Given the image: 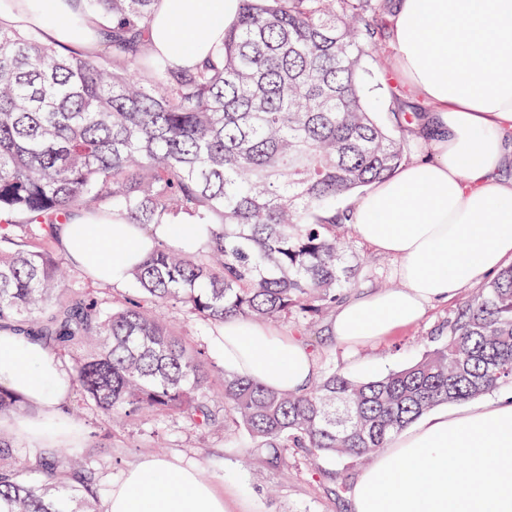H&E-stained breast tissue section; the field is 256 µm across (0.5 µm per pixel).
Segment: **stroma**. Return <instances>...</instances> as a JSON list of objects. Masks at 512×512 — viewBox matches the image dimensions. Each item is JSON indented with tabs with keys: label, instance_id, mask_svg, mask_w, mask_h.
<instances>
[{
	"label": "stroma",
	"instance_id": "1",
	"mask_svg": "<svg viewBox=\"0 0 512 512\" xmlns=\"http://www.w3.org/2000/svg\"><path fill=\"white\" fill-rule=\"evenodd\" d=\"M392 60V48H384L382 58H366L364 75L366 101L388 125L393 124L395 111L417 107L411 97H391ZM339 233L349 253L360 262L352 291L400 287L391 256L359 239L352 225H342ZM472 294V289H464L460 297L433 307L416 325L355 349L335 343L326 315L317 320L305 340L314 358L326 366L355 378H376L420 359L431 348L433 337L446 336L449 321ZM61 411L77 422L79 437L72 451L96 470L102 499L133 464L159 456L194 468L204 481L231 488L244 512H351V490L366 467L362 461L337 463L299 449L289 451L287 465L266 464L261 460L262 449L233 426L199 430L178 415L148 412L113 420L75 392Z\"/></svg>",
	"mask_w": 512,
	"mask_h": 512
}]
</instances>
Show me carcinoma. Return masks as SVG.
I'll return each mask as SVG.
<instances>
[{
  "label": "carcinoma",
  "mask_w": 512,
  "mask_h": 512,
  "mask_svg": "<svg viewBox=\"0 0 512 512\" xmlns=\"http://www.w3.org/2000/svg\"><path fill=\"white\" fill-rule=\"evenodd\" d=\"M155 0H85L108 24L102 48H57L39 30L0 29V330L72 363V383L109 418L175 413L241 428L270 464L288 450L367 458L424 414L512 385V267L464 301L448 338L388 375L318 369L298 392L219 376L206 351L153 315L179 304L214 329L224 317L307 325L356 274L336 197L387 179L404 137L367 107L362 73L390 27L386 0H240L224 44L191 70L153 53ZM202 224L186 253L163 244L129 273L140 299L105 309L59 288L70 216ZM221 383L224 415L208 393ZM24 398L0 385V414ZM45 480L0 464V512H96L93 468L56 453Z\"/></svg>",
  "instance_id": "1"
}]
</instances>
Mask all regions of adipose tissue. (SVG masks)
<instances>
[{"instance_id":"1","label":"adipose tissue","mask_w":512,"mask_h":512,"mask_svg":"<svg viewBox=\"0 0 512 512\" xmlns=\"http://www.w3.org/2000/svg\"><path fill=\"white\" fill-rule=\"evenodd\" d=\"M0 5V28H39L46 42L86 54L99 49L103 19L81 0H23ZM239 0H157L153 51L191 69L224 41ZM395 72L428 111L420 124L426 157L376 183L351 209L356 235L398 262L399 288L341 304L329 332L358 347L423 319L512 259V0H394ZM62 240L71 260L99 282L124 285L133 263L158 244L195 249L169 224L141 226L115 212L81 214ZM212 344L224 364L272 390H299L315 375L302 341L241 318L224 321ZM0 384L35 406L15 434L41 448L70 440L60 406L71 378L56 354L14 331L0 332ZM512 400L456 415L423 416L377 451L352 492L353 512H512ZM233 503L194 469L148 457L113 487L103 512H232Z\"/></svg>"}]
</instances>
